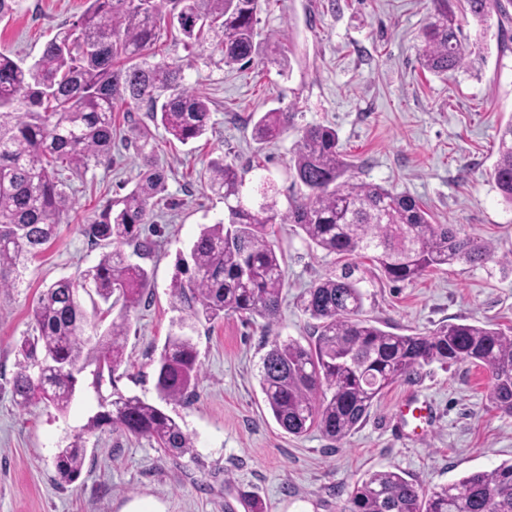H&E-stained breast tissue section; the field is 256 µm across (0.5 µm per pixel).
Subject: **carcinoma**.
I'll use <instances>...</instances> for the list:
<instances>
[{
	"mask_svg": "<svg viewBox=\"0 0 512 512\" xmlns=\"http://www.w3.org/2000/svg\"><path fill=\"white\" fill-rule=\"evenodd\" d=\"M434 12L421 30L418 57L436 74L467 65L453 0H433ZM480 27L503 12L501 0H465ZM259 0H89L71 25H63L40 56L24 64L0 52V288H16L29 260L55 237L73 209V178L90 164L112 165L116 145L113 112L120 105H148L150 120L182 144L208 129V100L184 84L182 65L148 61L146 51L164 28L182 35L189 53L211 43L224 66L244 68L262 53L256 42ZM292 112L273 109L252 127L261 145L278 140ZM498 158L491 178L512 205V122L500 128ZM146 125L125 138L140 161L132 190L103 206L81 225L91 243L104 249L81 279H60L39 295L33 310L37 334L20 345L23 362L10 381L16 405L48 401L64 413L79 376L92 368L94 384L115 385L125 362L129 312L149 287L146 268L123 257L133 247L142 258L152 245L140 240L166 191ZM351 164L339 149L336 131L316 125L296 142L288 171L296 194L288 208L277 207L273 186L261 188L262 202L244 203L243 174L220 158L201 177L224 197L227 220L204 226L189 253L179 254L170 293L193 321L210 323L226 315L279 314L285 283L283 254L271 241L275 225L293 224L315 249L350 259L368 257L392 282H412L425 272L455 263L474 264L491 248L434 224L413 197L382 185L346 178ZM356 266L348 264L307 289L302 311L315 321L313 339L273 342L262 358L259 384L276 421L292 435L316 428L340 442L367 417L383 390L418 369L471 362L489 368L490 403L512 413V336L476 321L440 322L425 334H395L363 317L364 293ZM90 288L102 301L120 306L101 330L91 320L78 289ZM201 366L188 332L168 336L156 365L161 401L191 398ZM91 417L85 432L104 426L134 437L154 439L167 453L193 448L191 437L161 407L112 389L111 400ZM86 448L75 436L58 449L60 484L81 473ZM348 512H512V462L473 472L429 492L392 470H378L357 482Z\"/></svg>",
	"mask_w": 512,
	"mask_h": 512,
	"instance_id": "cac0c4a2",
	"label": "carcinoma"
}]
</instances>
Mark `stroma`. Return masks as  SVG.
Returning a JSON list of instances; mask_svg holds the SVG:
<instances>
[{
  "instance_id": "1",
  "label": "stroma",
  "mask_w": 512,
  "mask_h": 512,
  "mask_svg": "<svg viewBox=\"0 0 512 512\" xmlns=\"http://www.w3.org/2000/svg\"><path fill=\"white\" fill-rule=\"evenodd\" d=\"M257 40L279 44L284 56L265 55L245 71L220 69L188 57L170 33L156 50L182 64L186 84L209 100V127L189 144L153 127L166 170L165 205L142 235L155 244L142 266L151 286L130 312L131 330L119 389L154 402L156 360L183 317L170 295L178 253L187 252L202 225L224 216V201L198 179L210 159L243 168L246 200L262 182L277 189L279 208L292 193L287 176L299 128L335 129L356 181L404 192L425 204L434 223L490 245L484 263L442 266L412 283H392L369 260L359 262L364 315L383 330L425 333L446 321L488 322L512 335V207L489 177L497 132L512 121V19L492 15L488 30L463 24L472 51L467 68L433 74L418 57L431 0H260ZM86 0H24L0 22V51L31 62L58 27L76 20ZM293 108L294 126L257 148L254 121L271 109ZM139 171L135 154L120 150L112 166L89 168L75 179V209L57 235L28 264L22 287L0 292V512H127L148 500L158 512H247L246 497L267 512H342L349 491L366 474L392 470L423 490L490 471L512 459V415L487 399L490 371L471 363H434L399 380L374 403L362 426L340 442L318 430L288 434L273 418L259 386L262 357L277 339L308 341L313 322L299 297L341 258L310 249L292 224L278 227L285 287L274 322L233 314L193 333L202 365L196 395L165 404L193 442L182 455L165 453L146 437L105 431L84 434L110 386L83 380L66 412L41 402L18 407L9 382L17 349L34 333L39 294L75 278L101 254L82 233L106 200L128 193ZM430 402L436 421L415 434L400 425L401 399ZM84 435L87 454L79 478L54 480L58 448Z\"/></svg>"
}]
</instances>
